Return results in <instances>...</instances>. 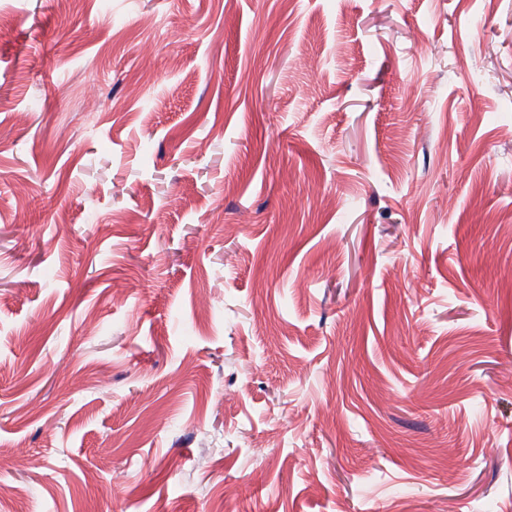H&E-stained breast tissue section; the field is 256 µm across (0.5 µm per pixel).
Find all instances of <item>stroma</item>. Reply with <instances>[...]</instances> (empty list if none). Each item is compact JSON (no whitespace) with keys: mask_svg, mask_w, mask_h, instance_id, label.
<instances>
[{"mask_svg":"<svg viewBox=\"0 0 512 512\" xmlns=\"http://www.w3.org/2000/svg\"><path fill=\"white\" fill-rule=\"evenodd\" d=\"M0 17V512H512V0Z\"/></svg>","mask_w":512,"mask_h":512,"instance_id":"35a3bbf8","label":"stroma"}]
</instances>
